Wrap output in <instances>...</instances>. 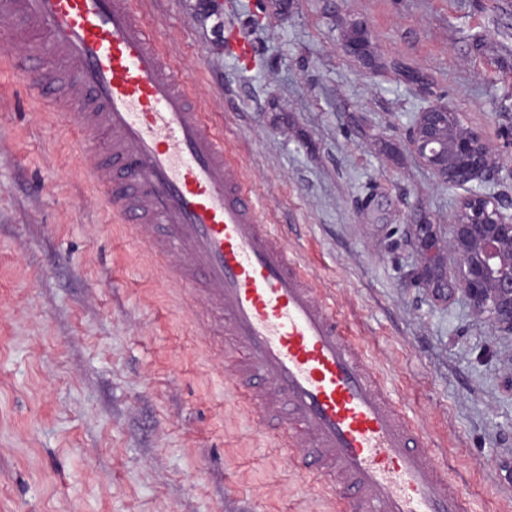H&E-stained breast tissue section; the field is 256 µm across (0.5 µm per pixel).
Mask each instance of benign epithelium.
I'll list each match as a JSON object with an SVG mask.
<instances>
[{
    "mask_svg": "<svg viewBox=\"0 0 512 512\" xmlns=\"http://www.w3.org/2000/svg\"><path fill=\"white\" fill-rule=\"evenodd\" d=\"M341 50L362 61L372 56L360 26L352 27ZM406 139L439 180L466 191L450 225L460 276L448 284V295L461 294L494 335L512 337V212H504L497 195L485 188L500 168L483 133L448 106L430 104L415 113Z\"/></svg>",
    "mask_w": 512,
    "mask_h": 512,
    "instance_id": "obj_1",
    "label": "benign epithelium"
}]
</instances>
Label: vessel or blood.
<instances>
[{"mask_svg":"<svg viewBox=\"0 0 512 512\" xmlns=\"http://www.w3.org/2000/svg\"><path fill=\"white\" fill-rule=\"evenodd\" d=\"M0 20L44 34L18 69L26 94L83 137H104L118 162L102 176L113 215L140 231L161 225L154 251L203 295L242 355L237 393L286 408V439L308 438L299 466L342 474L343 508L471 512L432 462L429 435L365 365L334 301L264 223L137 0H0Z\"/></svg>","mask_w":512,"mask_h":512,"instance_id":"obj_1","label":"vessel or blood"}]
</instances>
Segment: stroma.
Here are the masks:
<instances>
[{
	"label": "stroma",
	"mask_w": 512,
	"mask_h": 512,
	"mask_svg": "<svg viewBox=\"0 0 512 512\" xmlns=\"http://www.w3.org/2000/svg\"><path fill=\"white\" fill-rule=\"evenodd\" d=\"M140 15L449 483L512 512V338L413 282L422 224L438 274L459 277L462 192L405 137L442 103L512 160V0H140ZM356 25L364 64L340 52ZM28 41L0 51V512H336L282 421L230 389L219 322L113 221L91 172L103 141L23 96Z\"/></svg>",
	"instance_id": "35a3bbf8"
}]
</instances>
